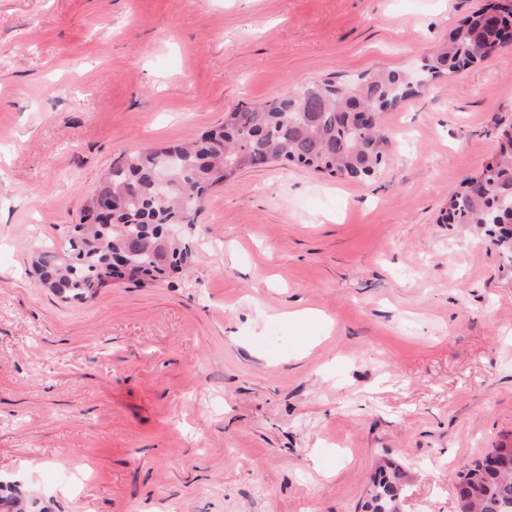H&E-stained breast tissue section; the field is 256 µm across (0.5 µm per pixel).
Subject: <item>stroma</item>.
<instances>
[{
  "mask_svg": "<svg viewBox=\"0 0 512 512\" xmlns=\"http://www.w3.org/2000/svg\"><path fill=\"white\" fill-rule=\"evenodd\" d=\"M488 2L0 0V484L41 512H360L390 460L401 512H459L512 444V268L442 216L512 125V43L383 113L370 181L208 189L187 276L66 302L32 261L121 154L417 68Z\"/></svg>",
  "mask_w": 512,
  "mask_h": 512,
  "instance_id": "35a3bbf8",
  "label": "stroma"
}]
</instances>
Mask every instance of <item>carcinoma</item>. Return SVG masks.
<instances>
[{
  "label": "carcinoma",
  "instance_id": "obj_1",
  "mask_svg": "<svg viewBox=\"0 0 512 512\" xmlns=\"http://www.w3.org/2000/svg\"><path fill=\"white\" fill-rule=\"evenodd\" d=\"M502 47L479 13L459 27L446 43L424 57V77L457 73L487 59ZM421 85L402 69L369 70L351 81L331 78L297 84L265 105L224 113L215 130L184 144L124 154L86 199L83 216L69 238L70 250L45 246L33 262L40 284L63 299L94 297L109 281L123 277L110 259L124 252L140 266L144 280L157 281L185 269L189 248L184 239L167 237L181 221L194 223L209 188L240 171L283 161L317 172L355 180L371 178L384 164L386 138L379 125L360 128L336 123L338 110L382 113L415 95ZM508 147L487 164L481 175L493 183L486 195L463 191L450 201L448 222L474 224L512 258L507 225L512 212V127L501 132ZM175 152L179 161L170 164ZM169 184L155 190L159 173ZM467 476L469 505L474 512H512V458L509 468L481 467L476 461ZM400 467L390 461L370 478L362 512H399L404 494Z\"/></svg>",
  "mask_w": 512,
  "mask_h": 512
}]
</instances>
